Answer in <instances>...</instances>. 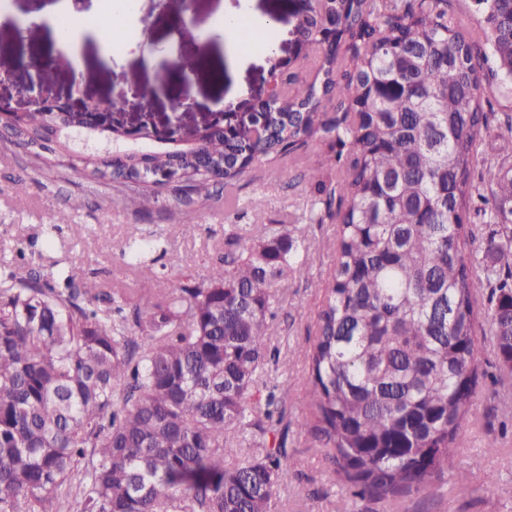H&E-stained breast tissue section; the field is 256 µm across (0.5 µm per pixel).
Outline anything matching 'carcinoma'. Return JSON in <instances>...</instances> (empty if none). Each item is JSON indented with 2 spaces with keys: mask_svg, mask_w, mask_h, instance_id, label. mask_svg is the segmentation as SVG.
<instances>
[{
  "mask_svg": "<svg viewBox=\"0 0 512 512\" xmlns=\"http://www.w3.org/2000/svg\"><path fill=\"white\" fill-rule=\"evenodd\" d=\"M476 2L465 25L454 0H296L297 57L317 76L271 73L255 136L243 120L230 137L196 126L187 147L155 149L146 132L138 149L115 136L91 152L42 112L5 126L33 168L76 154L141 212L168 193L188 208L314 144L332 154L335 178L308 179L336 224V270L306 388L313 431L361 499L407 495L448 464L477 381V288L512 372V161L478 156L493 122L512 132V0ZM476 202L481 258L464 222ZM81 207L47 225L48 247ZM127 234L126 264L152 279V242ZM304 242L300 224H229L204 277L137 298L73 268H0V512H271L293 462L282 397L256 382L278 366L277 288L304 268ZM234 445L253 452L226 466Z\"/></svg>",
  "mask_w": 512,
  "mask_h": 512,
  "instance_id": "carcinoma-1",
  "label": "carcinoma"
}]
</instances>
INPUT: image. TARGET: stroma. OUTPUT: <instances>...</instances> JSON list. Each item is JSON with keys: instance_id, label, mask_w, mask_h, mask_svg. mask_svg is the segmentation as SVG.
<instances>
[{"instance_id": "obj_1", "label": "stroma", "mask_w": 512, "mask_h": 512, "mask_svg": "<svg viewBox=\"0 0 512 512\" xmlns=\"http://www.w3.org/2000/svg\"><path fill=\"white\" fill-rule=\"evenodd\" d=\"M227 0H194L190 13H183L180 0H136L135 15L127 27L113 30L123 42L120 50L104 55L94 31L109 26L110 0H101L92 17V32L81 38L74 54L61 55L49 28L32 35V53L50 54V67L31 64L12 67L9 79L0 81V101L23 107L33 85L47 88L60 99L109 98L115 101L126 124L150 118L156 128H165L172 116L180 81L158 86L154 71L164 65L158 52L167 32L179 28L182 46L198 51L204 69L192 87L193 105L181 117L183 127L208 120L225 104L256 103L271 61L257 43H250L245 56L231 52L213 23ZM255 22L278 17L275 45L281 59L293 57L295 18L289 0H249ZM137 74L142 96H133L124 81ZM296 180L283 176L276 164L261 162L231 190L236 199L226 208L223 196L197 202L191 212L174 209L163 199L147 213L118 194L119 182H97L71 170H33L10 139L0 135V266L28 262L50 265L56 260L76 266L103 288H145L157 292L185 274L203 276L209 259L224 254V227L228 224H303L307 227V260L303 273L280 288L279 323L271 344L280 363L262 378L276 387L286 405L287 452L295 465L282 485L272 512H339L351 503L354 512H512V374L499 368L496 337L490 324L478 328L475 360L478 382L474 405L462 424L447 467L438 478L420 490L395 500H361L340 482L326 457L322 443L298 429L297 417L310 413L304 383L306 360L315 331V321L324 291L330 283L336 260L329 248L336 236L333 224H320L302 175L325 176L327 163L315 150L303 153ZM81 197L82 207L70 213L59 235L68 244L65 253L47 248L43 227L66 209L72 197ZM140 225L154 240L149 258L155 276L143 281L127 266L122 255L128 247L126 227ZM494 453H486L487 444ZM481 468H472L474 458ZM468 472L470 491L455 495L452 482L457 473Z\"/></svg>"}]
</instances>
